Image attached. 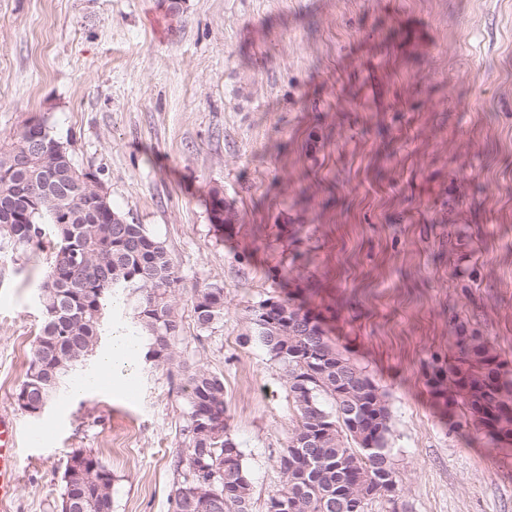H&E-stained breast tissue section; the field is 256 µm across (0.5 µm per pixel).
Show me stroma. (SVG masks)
Segmentation results:
<instances>
[{
  "instance_id": "1",
  "label": "stroma",
  "mask_w": 512,
  "mask_h": 512,
  "mask_svg": "<svg viewBox=\"0 0 512 512\" xmlns=\"http://www.w3.org/2000/svg\"><path fill=\"white\" fill-rule=\"evenodd\" d=\"M34 116L164 244L183 330L178 364L30 416L46 257L0 251L9 512H57L79 450L111 466L112 512H172L184 364L223 376L266 512L294 410L250 314L287 294L387 393L397 512H512V451L430 383L458 324L512 365V0H0V140ZM202 283L224 289L204 335ZM193 312L201 331L213 329L224 318V289L211 283L196 286ZM16 425L4 415L0 416V503L13 499L18 466L15 448Z\"/></svg>"
}]
</instances>
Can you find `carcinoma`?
Listing matches in <instances>:
<instances>
[{
    "instance_id": "carcinoma-1",
    "label": "carcinoma",
    "mask_w": 512,
    "mask_h": 512,
    "mask_svg": "<svg viewBox=\"0 0 512 512\" xmlns=\"http://www.w3.org/2000/svg\"><path fill=\"white\" fill-rule=\"evenodd\" d=\"M90 169L78 168L46 121L33 117L0 141V245L28 256L49 251L39 302L43 321L26 379L29 403L49 407L96 352L112 296L134 298V320L147 346L145 360L175 361L182 332L178 271L145 225L128 222L96 192ZM193 312L202 331L224 318V289L195 288ZM255 333L278 361L295 411L287 448L279 456L281 489L267 512H368L375 502L395 505L397 472L388 454L390 409L385 392L340 350L321 321L287 300L269 297L251 311ZM457 353L430 378L461 408L454 426L481 430L492 445L512 446V370L481 336L455 333ZM188 455L173 512H198L192 495L212 480L204 512H252V481L228 432L224 378L197 366L188 372ZM331 402V409L323 401ZM84 458L107 476L98 486L65 468L60 512H112V469Z\"/></svg>"
}]
</instances>
